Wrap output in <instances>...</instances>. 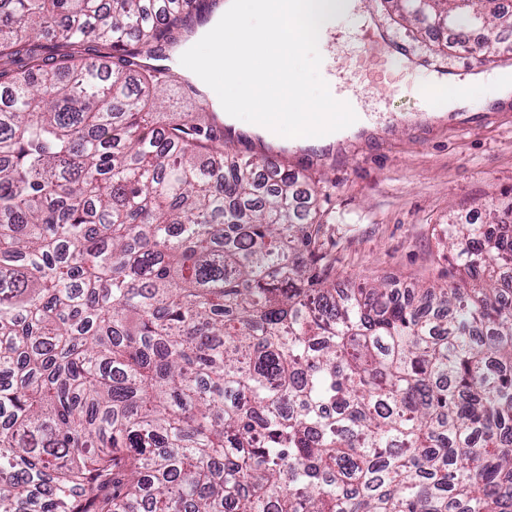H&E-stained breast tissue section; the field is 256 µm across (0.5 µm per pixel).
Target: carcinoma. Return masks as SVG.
<instances>
[{"label": "carcinoma", "mask_w": 512, "mask_h": 512, "mask_svg": "<svg viewBox=\"0 0 512 512\" xmlns=\"http://www.w3.org/2000/svg\"><path fill=\"white\" fill-rule=\"evenodd\" d=\"M190 2L0 0V512H512V201L338 291L298 172L156 121Z\"/></svg>", "instance_id": "carcinoma-1"}]
</instances>
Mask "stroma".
<instances>
[{
  "label": "stroma",
  "mask_w": 512,
  "mask_h": 512,
  "mask_svg": "<svg viewBox=\"0 0 512 512\" xmlns=\"http://www.w3.org/2000/svg\"><path fill=\"white\" fill-rule=\"evenodd\" d=\"M387 41L333 45L332 58L307 46L291 65L313 102L323 101L325 70L335 65L347 88L363 96L375 128L325 148H285L289 167L318 189L320 244L333 259L336 286L386 281L401 286L445 284L458 271L440 239L449 214L473 218L485 203L512 194V103L486 108L492 86L468 91L471 109L432 119L420 108L433 96L436 67L488 75L500 61L449 47L445 32H418L393 0H366Z\"/></svg>",
  "instance_id": "1"
}]
</instances>
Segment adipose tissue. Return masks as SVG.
Returning <instances> with one entry per match:
<instances>
[{"label": "adipose tissue", "instance_id": "obj_1", "mask_svg": "<svg viewBox=\"0 0 512 512\" xmlns=\"http://www.w3.org/2000/svg\"><path fill=\"white\" fill-rule=\"evenodd\" d=\"M342 16L368 19L361 0H224L221 11L200 27L192 42L177 50V61L182 75L210 97L215 90L206 79L208 68L214 64L223 68L225 79L237 89L235 105L219 111L225 123L235 124L237 113H252L245 130L263 136L267 129L262 115L271 112L288 126L292 144L326 147L363 124L336 103L311 105L288 58L304 46L325 43L328 29ZM253 17L261 19V27L249 26ZM201 45L211 49L204 64L195 53ZM282 88L287 89V97L279 96ZM311 110L329 122V132L313 131L302 122V113Z\"/></svg>", "mask_w": 512, "mask_h": 512}]
</instances>
